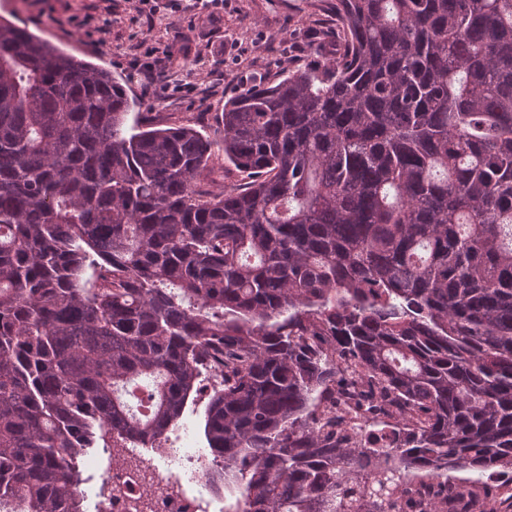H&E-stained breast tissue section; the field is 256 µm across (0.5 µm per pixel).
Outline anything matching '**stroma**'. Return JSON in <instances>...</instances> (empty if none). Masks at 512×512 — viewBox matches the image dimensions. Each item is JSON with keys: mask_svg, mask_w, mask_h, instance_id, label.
Segmentation results:
<instances>
[{"mask_svg": "<svg viewBox=\"0 0 512 512\" xmlns=\"http://www.w3.org/2000/svg\"><path fill=\"white\" fill-rule=\"evenodd\" d=\"M0 16L110 71L138 111L195 119L212 139L228 98L323 63L336 34V0H0ZM149 60L159 73L150 85L135 68Z\"/></svg>", "mask_w": 512, "mask_h": 512, "instance_id": "35a3bbf8", "label": "stroma"}]
</instances>
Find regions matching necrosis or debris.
Listing matches in <instances>:
<instances>
[{
  "label": "necrosis or debris",
  "mask_w": 512,
  "mask_h": 512,
  "mask_svg": "<svg viewBox=\"0 0 512 512\" xmlns=\"http://www.w3.org/2000/svg\"><path fill=\"white\" fill-rule=\"evenodd\" d=\"M111 457L101 486L82 488L86 512H223L207 495L199 460L181 438L162 437L151 454L122 444Z\"/></svg>",
  "instance_id": "obj_1"
}]
</instances>
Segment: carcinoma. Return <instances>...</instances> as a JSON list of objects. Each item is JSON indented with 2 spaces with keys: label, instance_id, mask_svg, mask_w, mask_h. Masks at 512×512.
<instances>
[{
  "label": "carcinoma",
  "instance_id": "obj_1",
  "mask_svg": "<svg viewBox=\"0 0 512 512\" xmlns=\"http://www.w3.org/2000/svg\"><path fill=\"white\" fill-rule=\"evenodd\" d=\"M328 55L216 141L0 18V512H84L214 363L224 512L512 505V0H336Z\"/></svg>",
  "mask_w": 512,
  "mask_h": 512
}]
</instances>
